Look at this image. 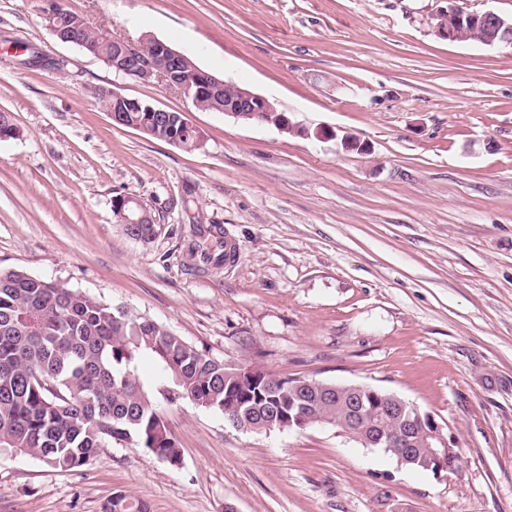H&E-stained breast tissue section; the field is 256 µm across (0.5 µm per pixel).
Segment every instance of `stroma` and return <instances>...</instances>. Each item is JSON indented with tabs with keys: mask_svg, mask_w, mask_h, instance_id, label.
Returning <instances> with one entry per match:
<instances>
[{
	"mask_svg": "<svg viewBox=\"0 0 512 512\" xmlns=\"http://www.w3.org/2000/svg\"><path fill=\"white\" fill-rule=\"evenodd\" d=\"M260 94L296 130L198 110L59 42L49 0H0V269L140 313L209 357L368 385L433 416L451 478L333 426L254 433L163 405L183 452L74 472L0 454V512H512V50L439 39V0H61ZM113 89L184 115L196 150L115 125ZM352 134L364 150L345 148ZM133 196L149 241L115 220ZM239 246L229 266L187 247ZM102 512H149L148 504L142 499L127 496L121 491L112 494L103 503Z\"/></svg>",
	"mask_w": 512,
	"mask_h": 512,
	"instance_id": "1",
	"label": "stroma"
}]
</instances>
